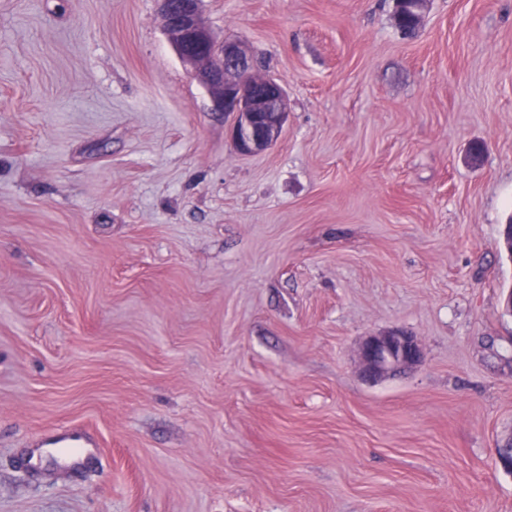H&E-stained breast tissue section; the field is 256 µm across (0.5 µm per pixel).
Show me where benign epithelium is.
<instances>
[{"label":"benign epithelium","mask_w":512,"mask_h":512,"mask_svg":"<svg viewBox=\"0 0 512 512\" xmlns=\"http://www.w3.org/2000/svg\"><path fill=\"white\" fill-rule=\"evenodd\" d=\"M168 39L183 64L211 96L216 109L233 115L232 140L243 155L262 152L279 138L287 119L283 87L258 71L240 43L215 42L200 0H159ZM362 374L377 380L422 363L418 339L395 330L366 337L361 345Z\"/></svg>","instance_id":"1"}]
</instances>
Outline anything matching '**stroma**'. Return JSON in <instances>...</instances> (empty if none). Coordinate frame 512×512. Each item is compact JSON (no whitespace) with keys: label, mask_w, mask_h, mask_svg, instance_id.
Here are the masks:
<instances>
[{"label":"stroma","mask_w":512,"mask_h":512,"mask_svg":"<svg viewBox=\"0 0 512 512\" xmlns=\"http://www.w3.org/2000/svg\"><path fill=\"white\" fill-rule=\"evenodd\" d=\"M394 10L202 0L286 93L242 155L159 0H0V512H512V0ZM362 374L373 380L394 376L422 363L418 339L401 330L367 336L360 349ZM89 444L85 437V431L78 426L62 430L45 443V445L66 449L65 455L71 458L77 466L82 465L92 454V450L86 448Z\"/></svg>","instance_id":"obj_1"}]
</instances>
